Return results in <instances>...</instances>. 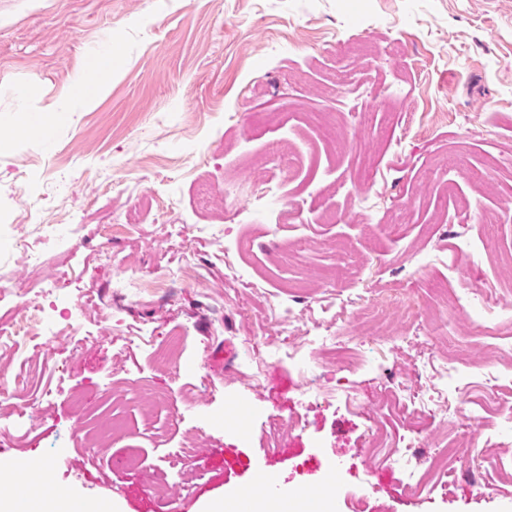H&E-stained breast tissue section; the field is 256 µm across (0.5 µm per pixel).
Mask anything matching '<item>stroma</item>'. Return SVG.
Listing matches in <instances>:
<instances>
[{
    "label": "stroma",
    "instance_id": "stroma-1",
    "mask_svg": "<svg viewBox=\"0 0 512 512\" xmlns=\"http://www.w3.org/2000/svg\"><path fill=\"white\" fill-rule=\"evenodd\" d=\"M107 54L85 103L75 81ZM32 106L47 136L15 129ZM30 211L72 230L51 244ZM509 211L512 0H0V326L21 329L0 334V461L48 468L37 512L59 489L234 512L226 489L261 468L301 512L331 455L324 512H352L381 426L420 456L468 451L418 499L383 468L367 512H512L493 465L512 421L460 400L512 387ZM323 321L341 348L315 368L277 354ZM446 364L447 412L384 408L403 380L431 397Z\"/></svg>",
    "mask_w": 512,
    "mask_h": 512
}]
</instances>
